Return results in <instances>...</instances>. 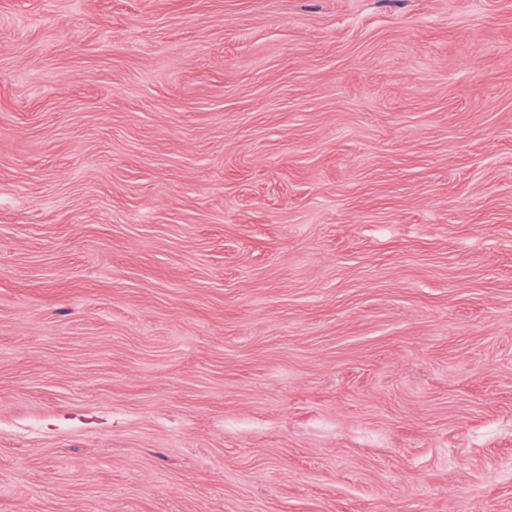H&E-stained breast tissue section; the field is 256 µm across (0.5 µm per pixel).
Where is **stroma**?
I'll list each match as a JSON object with an SVG mask.
<instances>
[{"label": "stroma", "mask_w": 512, "mask_h": 512, "mask_svg": "<svg viewBox=\"0 0 512 512\" xmlns=\"http://www.w3.org/2000/svg\"><path fill=\"white\" fill-rule=\"evenodd\" d=\"M0 512H512V0H0Z\"/></svg>", "instance_id": "35a3bbf8"}]
</instances>
